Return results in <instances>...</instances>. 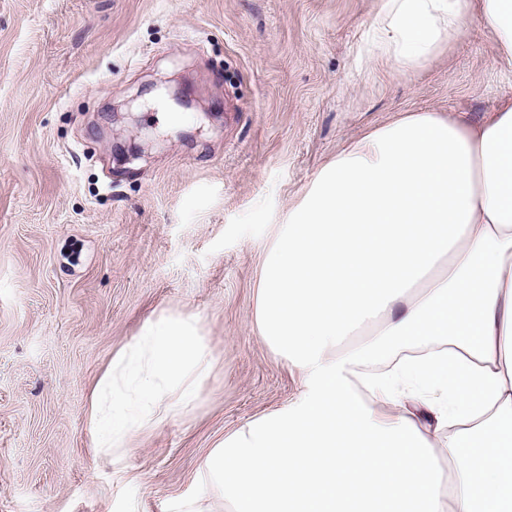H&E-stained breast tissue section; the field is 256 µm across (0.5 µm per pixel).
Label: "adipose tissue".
I'll return each mask as SVG.
<instances>
[{
    "instance_id": "1",
    "label": "adipose tissue",
    "mask_w": 512,
    "mask_h": 512,
    "mask_svg": "<svg viewBox=\"0 0 512 512\" xmlns=\"http://www.w3.org/2000/svg\"><path fill=\"white\" fill-rule=\"evenodd\" d=\"M475 21L512 67V0H383L367 51L403 72ZM255 326L304 391L209 452L231 512H512V97L404 114L321 167Z\"/></svg>"
}]
</instances>
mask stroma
<instances>
[{
	"label": "stroma",
	"instance_id": "obj_1",
	"mask_svg": "<svg viewBox=\"0 0 512 512\" xmlns=\"http://www.w3.org/2000/svg\"><path fill=\"white\" fill-rule=\"evenodd\" d=\"M381 5L0 0V512H228L198 477L210 450L303 390L254 327L273 225L370 130L512 96L476 24L402 73L364 57ZM170 313L211 373L107 465L91 390Z\"/></svg>",
	"mask_w": 512,
	"mask_h": 512
}]
</instances>
